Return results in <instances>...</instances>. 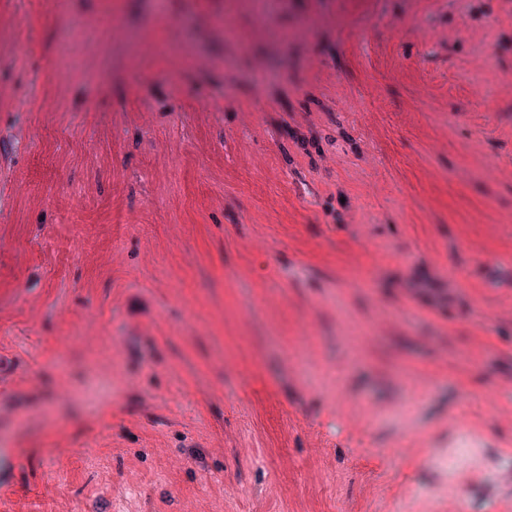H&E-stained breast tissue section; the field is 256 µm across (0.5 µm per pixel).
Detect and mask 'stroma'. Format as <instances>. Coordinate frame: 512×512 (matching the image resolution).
<instances>
[{"label":"stroma","instance_id":"35a3bbf8","mask_svg":"<svg viewBox=\"0 0 512 512\" xmlns=\"http://www.w3.org/2000/svg\"><path fill=\"white\" fill-rule=\"evenodd\" d=\"M508 276L505 0H0L15 512H512Z\"/></svg>","mask_w":512,"mask_h":512}]
</instances>
